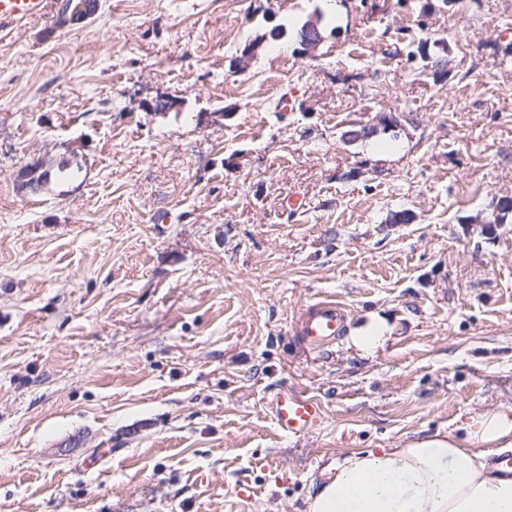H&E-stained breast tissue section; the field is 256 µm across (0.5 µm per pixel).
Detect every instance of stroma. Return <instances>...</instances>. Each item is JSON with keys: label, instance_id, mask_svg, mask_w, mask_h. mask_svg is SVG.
Returning a JSON list of instances; mask_svg holds the SVG:
<instances>
[{"label": "stroma", "instance_id": "35a3bbf8", "mask_svg": "<svg viewBox=\"0 0 512 512\" xmlns=\"http://www.w3.org/2000/svg\"><path fill=\"white\" fill-rule=\"evenodd\" d=\"M60 4L0 34V512H306L337 458L512 408V0ZM41 156L78 178L21 189ZM320 15L318 12H315V15L307 20L300 30V44L302 50L307 53L314 52L323 40V35L319 29ZM342 323V307L333 301H321L301 317L298 331L308 348L321 351L336 342ZM386 331L387 325L383 321L376 320L360 329L355 336H352V340L360 349L370 351L384 339ZM279 429L286 435L310 434L321 429L324 422L321 405L297 391H279L271 399Z\"/></svg>", "mask_w": 512, "mask_h": 512}]
</instances>
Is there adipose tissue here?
Instances as JSON below:
<instances>
[{
    "instance_id": "1",
    "label": "adipose tissue",
    "mask_w": 512,
    "mask_h": 512,
    "mask_svg": "<svg viewBox=\"0 0 512 512\" xmlns=\"http://www.w3.org/2000/svg\"><path fill=\"white\" fill-rule=\"evenodd\" d=\"M484 444L512 450V408L471 416L462 439L421 437L329 464L306 512H512V477Z\"/></svg>"
}]
</instances>
